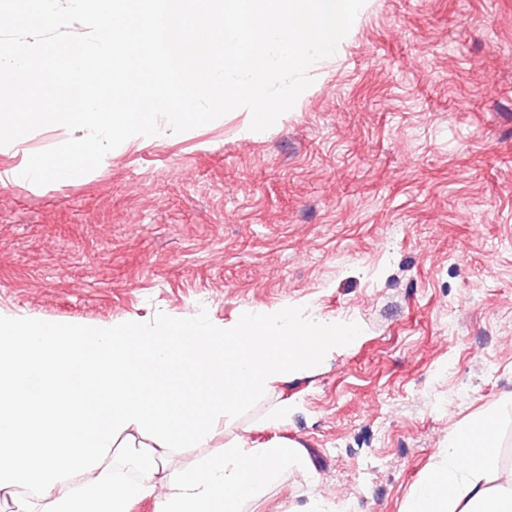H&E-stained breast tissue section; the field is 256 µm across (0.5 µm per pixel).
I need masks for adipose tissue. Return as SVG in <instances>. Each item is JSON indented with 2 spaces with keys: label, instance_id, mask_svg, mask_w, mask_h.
<instances>
[{
  "label": "adipose tissue",
  "instance_id": "adipose-tissue-1",
  "mask_svg": "<svg viewBox=\"0 0 512 512\" xmlns=\"http://www.w3.org/2000/svg\"><path fill=\"white\" fill-rule=\"evenodd\" d=\"M357 334L354 323L286 307L249 310L229 326L164 320L149 329L135 320L60 325L0 314V491L35 496L15 512H131L149 497L156 512H240L305 457L285 442L241 439L184 474L173 452L209 437L205 397L233 416ZM309 337L319 346L300 350ZM186 359L204 394L177 399L171 375ZM495 435L488 413L460 427L407 512H512V469L502 467ZM139 445L153 477L130 483L108 458Z\"/></svg>",
  "mask_w": 512,
  "mask_h": 512
}]
</instances>
